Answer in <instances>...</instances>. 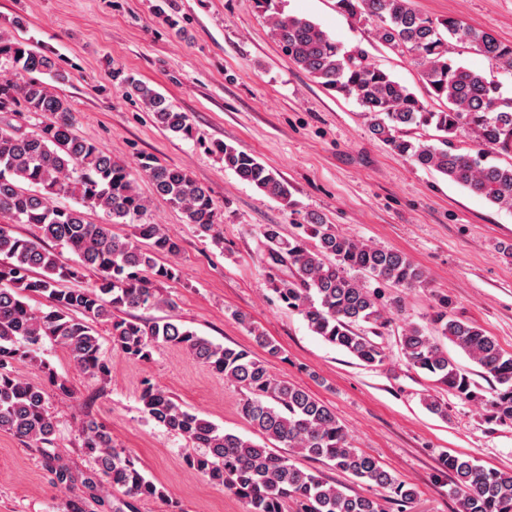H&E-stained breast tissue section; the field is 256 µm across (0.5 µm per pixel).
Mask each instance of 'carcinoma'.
<instances>
[{"label":"carcinoma","instance_id":"obj_1","mask_svg":"<svg viewBox=\"0 0 512 512\" xmlns=\"http://www.w3.org/2000/svg\"><path fill=\"white\" fill-rule=\"evenodd\" d=\"M256 3L269 14L272 36L290 60L326 89L352 97L364 108L374 138L512 212V165L500 166L493 157L512 148V100L501 97L494 80L448 58L452 44L467 45L512 74V44L454 18L435 23L412 10L408 0H336L340 11L376 20L383 45L413 54L430 95L446 101V109L433 112L405 85L368 63L363 52L343 51L317 23L285 13L279 0ZM45 74L61 78L52 57L26 42L0 37V112H25L37 120L31 132L0 128V430L24 443H52L58 423L47 388L64 396L72 395V388L46 364L42 369L48 385L23 379L17 364L28 358L24 346L47 339L66 351L84 377L105 380L111 369L95 323L106 319L112 348L128 358L148 360L156 347L166 344L224 376L242 392L240 414L256 433L288 449L278 454L226 432L159 385L145 382L139 396L145 418L186 440L192 447L184 455L187 468L233 493L246 512H288L290 502L297 512H387L388 504L406 512L415 500L414 489L355 448L328 406L270 371L268 358L281 360L284 352L250 318L240 314L237 320L253 334L264 358L200 336L172 316L129 315L138 309L172 308L164 285L178 278V269L161 257L180 252L179 241L148 218L137 178L149 179L155 194L179 210L199 237L215 240L210 191L184 170L162 165L150 155L140 156L131 167L112 159L99 143L76 135L71 105L41 79ZM123 82L126 93L143 101L164 129L184 139L193 137L187 115L162 94L130 76ZM431 125L441 132L435 143L409 135L413 128ZM460 136L476 144L475 152L459 151L455 140ZM214 153L224 168L264 195L292 204L288 182L252 154L223 142L214 144ZM59 196L71 198L74 205L54 204ZM96 209L105 214L101 224L86 218V211ZM13 224H28L33 232L16 236ZM114 224L131 225L132 234L112 233ZM301 228L303 234L286 238L278 224L262 227L267 263L287 273L275 279L277 299L301 315L313 334L365 366L381 364L383 346L361 328L385 323L380 295L367 280L424 288L423 271L405 254L341 234L318 216ZM56 247L75 255L78 266L61 264ZM86 268L96 272L94 282L83 288L65 286ZM32 296L48 298V308H32L27 302ZM431 322L438 335L458 346L493 382L491 397L481 395L469 372L457 367L419 325L405 326L398 336L407 365L458 397L484 404L491 420L512 423V354L479 325L449 315L446 299ZM79 439L83 456L100 477L97 484L84 483L86 496L74 492L77 477L71 467L42 450L53 483L71 493L66 512H87L90 500L110 490L125 497L123 507L113 512L132 509L142 499L169 498L165 487L146 478L131 455L115 448L111 433L93 415L81 420ZM294 455L328 460L385 495L350 494L298 468L291 460ZM440 471L451 475L448 497L458 504V512H512V473L450 454L442 455Z\"/></svg>","mask_w":512,"mask_h":512}]
</instances>
